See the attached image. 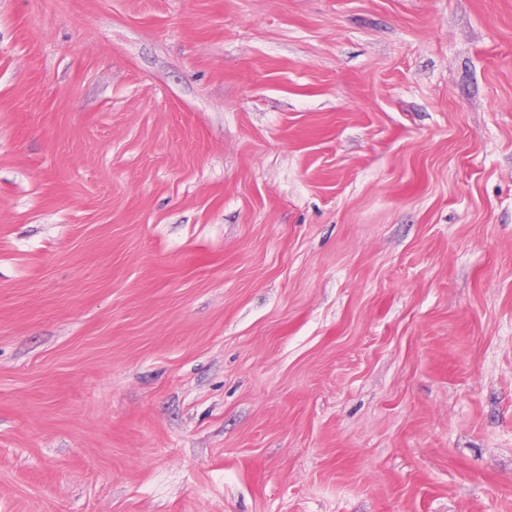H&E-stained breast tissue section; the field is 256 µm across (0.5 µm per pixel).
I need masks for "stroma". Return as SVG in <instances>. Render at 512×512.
<instances>
[{
	"mask_svg": "<svg viewBox=\"0 0 512 512\" xmlns=\"http://www.w3.org/2000/svg\"><path fill=\"white\" fill-rule=\"evenodd\" d=\"M0 512H512V0H0Z\"/></svg>",
	"mask_w": 512,
	"mask_h": 512,
	"instance_id": "35a3bbf8",
	"label": "stroma"
}]
</instances>
